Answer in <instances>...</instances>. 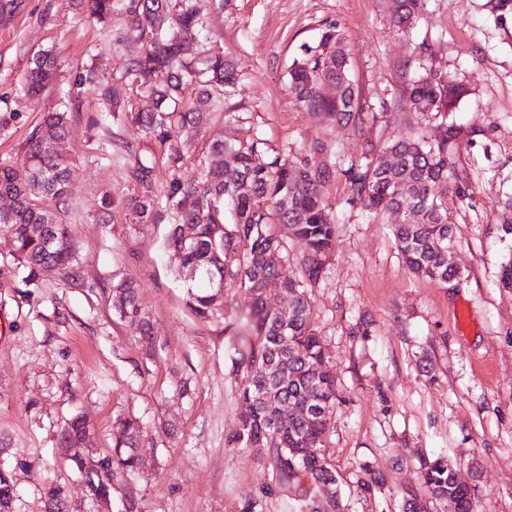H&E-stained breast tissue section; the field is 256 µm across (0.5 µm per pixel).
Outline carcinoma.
I'll list each match as a JSON object with an SVG mask.
<instances>
[{
	"mask_svg": "<svg viewBox=\"0 0 512 512\" xmlns=\"http://www.w3.org/2000/svg\"><path fill=\"white\" fill-rule=\"evenodd\" d=\"M91 15L109 20L112 0H87ZM426 9V0H395L393 26L408 32ZM123 29L146 40L144 52L125 61L112 84L99 89L104 111L114 122L130 126L163 147L162 163L173 173L167 190H154L155 162L130 153L129 178L140 194L126 207L140 224L170 225L166 247L179 272L194 270L205 283L201 291L186 285V306L198 319L207 320L223 306L224 284L237 286L252 298L251 310L229 320L224 332L234 352L232 367L241 376L239 398L248 413L228 439L234 448L260 445L268 450L272 479L294 493V512H345L334 465L323 450L332 412L338 399L336 377L328 349L310 321L309 288L322 276L334 248L336 206L324 188L341 173L348 186L346 204L375 216L396 209L409 219L392 225L401 258L411 273L442 284L458 277L448 265V249L455 245L454 225L448 220V200L434 193L445 182L461 202L473 206L475 194L463 176L462 146L473 143L479 129L448 116L467 92L465 85L448 80L433 69L413 75L404 89L402 106L436 122L428 137L417 131L398 136L382 147L366 142L363 158L340 170L327 162L311 166L289 157L255 132L247 144L216 142L200 160L199 178L183 182L175 173L201 130L220 113L224 120L240 121L239 105L230 103L238 91L240 74L227 56L203 49L188 34L202 29L198 0H129ZM163 69L167 79L153 82ZM57 75L52 52L41 50L21 82L30 99L41 98ZM340 84L337 99H325L320 85ZM138 83L152 99L153 108L137 111L122 107L128 87ZM193 86L197 99L183 104L185 88ZM288 91L294 100L322 121L336 127L376 125L378 115L367 112L351 75L350 53L342 33L326 28L317 46L305 49L288 72ZM68 109L43 116L32 133L21 165L0 163V197L13 200L0 213L7 229L14 260L35 281L50 267L64 276L74 273L77 252L64 224L38 203L49 197L65 201L68 186ZM185 131L180 143L169 142L173 127ZM56 144L43 151L45 141ZM232 169L234 179L224 177ZM194 229L193 240H182L183 226ZM303 248L301 268L288 273V240ZM114 310L136 325L151 342L150 322L137 301V286L122 280L113 285ZM305 406L307 412L295 411ZM90 432L80 417L68 421L59 443L75 449L70 459L82 471L83 443ZM141 424L134 416L119 417L112 433V451L93 455L98 467L87 477V492L94 502L108 501L120 474L140 468L137 446ZM360 487L370 492L384 479L362 468ZM421 485L400 492L401 512H474L475 493L457 480L456 465L444 456L419 458ZM14 484L0 475V512H10Z\"/></svg>",
	"mask_w": 512,
	"mask_h": 512,
	"instance_id": "carcinoma-1",
	"label": "carcinoma"
}]
</instances>
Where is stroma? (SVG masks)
<instances>
[{"mask_svg": "<svg viewBox=\"0 0 512 512\" xmlns=\"http://www.w3.org/2000/svg\"><path fill=\"white\" fill-rule=\"evenodd\" d=\"M127 0H112L103 25L82 0H20L0 23V163L21 164L45 111L68 102V198L60 214L79 255L75 277L45 270L37 282L9 255L0 227V469L16 487L12 512H45L49 489L62 488L69 512H99L80 476L63 458L58 435L79 416L92 447L112 446L117 417L142 427V466L115 491L109 512H237L242 499L263 512H291L263 448L227 443L244 407L232 371L224 320L252 299L225 286L224 306L207 320L186 308L185 282L164 252L170 227L140 224L115 209L102 223L104 199L136 190L124 144L160 155L157 141L117 125L99 110L95 87L118 76L142 44L123 33ZM202 33L242 73L235 100L246 118L211 122L179 176H199L212 142L248 141L261 130L269 144L325 160L356 163L365 139L383 144L424 130L421 113L399 108L404 66L432 68L464 82L458 121L483 127L464 149L475 205L449 197L459 281L415 277L391 234L396 215L373 217L345 206L343 178L326 194L336 205L335 249L311 288V322L330 353L339 401L324 448L335 464L348 512H399L396 496L419 482L418 458L445 456L475 488V512H512V291L499 288L512 256V10L497 0H428L407 34L391 18L394 0H199ZM336 26L350 51L352 76L381 119L372 131L321 123L288 92V68L323 29ZM52 50L59 77L31 101L20 82L33 54ZM92 82L76 84L79 74ZM323 142L326 155L310 153ZM129 279L152 331L144 344L120 320L112 286ZM367 323L366 337L353 335ZM382 475V491L358 485L363 466Z\"/></svg>", "mask_w": 512, "mask_h": 512, "instance_id": "1", "label": "stroma"}]
</instances>
